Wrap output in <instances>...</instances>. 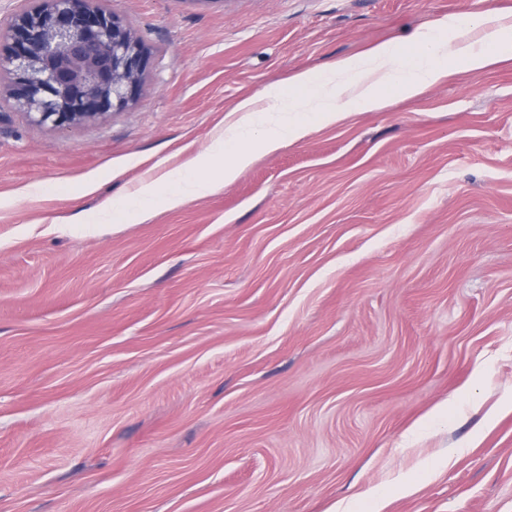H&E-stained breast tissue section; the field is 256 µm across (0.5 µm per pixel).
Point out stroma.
<instances>
[{"mask_svg":"<svg viewBox=\"0 0 512 512\" xmlns=\"http://www.w3.org/2000/svg\"><path fill=\"white\" fill-rule=\"evenodd\" d=\"M100 3L151 56L127 108L57 130L0 77V512H512L511 62L103 209L242 98L512 0Z\"/></svg>","mask_w":512,"mask_h":512,"instance_id":"35a3bbf8","label":"stroma"}]
</instances>
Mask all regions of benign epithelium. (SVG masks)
<instances>
[{
    "label": "benign epithelium",
    "mask_w": 512,
    "mask_h": 512,
    "mask_svg": "<svg viewBox=\"0 0 512 512\" xmlns=\"http://www.w3.org/2000/svg\"><path fill=\"white\" fill-rule=\"evenodd\" d=\"M31 2L0 31V73L15 107L58 129L126 108L150 66L143 41L95 0Z\"/></svg>",
    "instance_id": "7a95c632"
}]
</instances>
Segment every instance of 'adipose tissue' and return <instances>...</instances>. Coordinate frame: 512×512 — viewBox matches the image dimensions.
Masks as SVG:
<instances>
[{
	"label": "adipose tissue",
	"mask_w": 512,
	"mask_h": 512,
	"mask_svg": "<svg viewBox=\"0 0 512 512\" xmlns=\"http://www.w3.org/2000/svg\"><path fill=\"white\" fill-rule=\"evenodd\" d=\"M512 61V24L489 11L479 18L450 14L417 29L410 44L387 41L361 56L347 57L323 69L294 74L287 86L241 99L224 132L200 155L149 178L125 200L105 203L120 213L153 207L160 188H167V207L177 208L217 186L233 182L260 154L299 142L313 130L341 123L358 112L389 107L387 87L408 98L457 72L482 71Z\"/></svg>",
	"instance_id": "1"
}]
</instances>
